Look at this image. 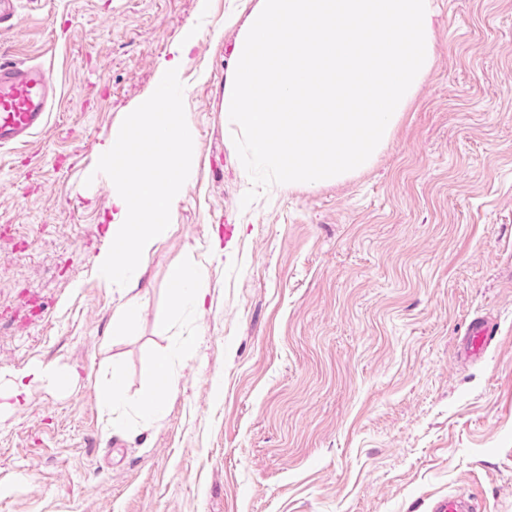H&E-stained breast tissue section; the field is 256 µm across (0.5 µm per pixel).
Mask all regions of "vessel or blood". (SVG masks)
Returning <instances> with one entry per match:
<instances>
[{
  "mask_svg": "<svg viewBox=\"0 0 512 512\" xmlns=\"http://www.w3.org/2000/svg\"><path fill=\"white\" fill-rule=\"evenodd\" d=\"M57 98L49 68L26 63H0V146L25 142L48 122ZM494 323L473 318L464 348L479 354L496 336ZM430 512H477L471 497L457 493L433 499Z\"/></svg>",
  "mask_w": 512,
  "mask_h": 512,
  "instance_id": "1",
  "label": "vessel or blood"
}]
</instances>
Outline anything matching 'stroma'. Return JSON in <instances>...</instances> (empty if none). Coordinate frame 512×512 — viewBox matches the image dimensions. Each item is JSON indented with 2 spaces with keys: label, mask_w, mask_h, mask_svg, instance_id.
<instances>
[{
  "label": "stroma",
  "mask_w": 512,
  "mask_h": 512,
  "mask_svg": "<svg viewBox=\"0 0 512 512\" xmlns=\"http://www.w3.org/2000/svg\"><path fill=\"white\" fill-rule=\"evenodd\" d=\"M239 2L21 0L0 24V63H44L58 86L46 129L0 148V390L36 362L73 377L0 409V512H428L450 492L512 512V0H433L435 66L375 164L246 208L224 125ZM190 30L197 167L117 338L122 299L93 268L99 147ZM228 224L234 252L210 257ZM190 258L209 294L177 311L168 271ZM480 315L498 335L468 360ZM189 334L176 390L143 415L146 366ZM124 371L118 364H112L109 372L108 384L105 389L99 393V402L102 410L107 414L114 412L123 405V387Z\"/></svg>",
  "instance_id": "obj_1"
}]
</instances>
